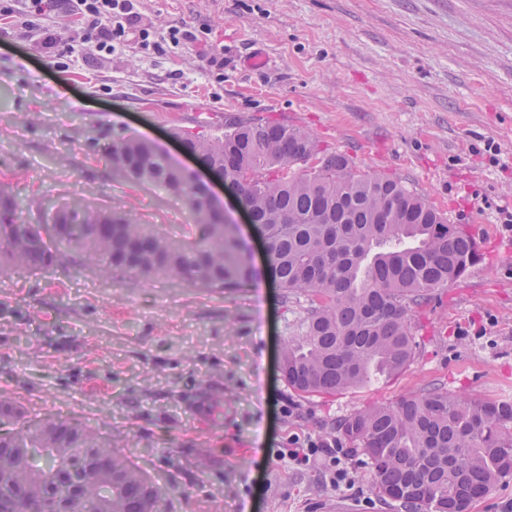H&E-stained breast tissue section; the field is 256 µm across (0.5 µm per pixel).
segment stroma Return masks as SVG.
<instances>
[{"label":"stroma","instance_id":"obj_1","mask_svg":"<svg viewBox=\"0 0 512 512\" xmlns=\"http://www.w3.org/2000/svg\"><path fill=\"white\" fill-rule=\"evenodd\" d=\"M153 28L210 31L224 78L196 51L129 45L46 67L37 34L0 20V188L23 201L81 197L147 224L189 223L183 198L117 178L103 155L132 133L177 155L174 129L262 118L309 130L361 171L399 179L475 241L479 259L412 313L400 375L333 395L294 391L279 369L304 298L134 275L106 279L73 254L0 272V392L32 420L96 432L158 483L160 512H391L362 455L352 489L320 466L271 458L296 436L335 438L374 404L438 383L512 397V0H138ZM256 268L264 244L215 186ZM294 406L283 417V404Z\"/></svg>","mask_w":512,"mask_h":512}]
</instances>
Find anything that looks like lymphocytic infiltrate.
Listing matches in <instances>:
<instances>
[{
	"label": "lymphocytic infiltrate",
	"mask_w": 512,
	"mask_h": 512,
	"mask_svg": "<svg viewBox=\"0 0 512 512\" xmlns=\"http://www.w3.org/2000/svg\"><path fill=\"white\" fill-rule=\"evenodd\" d=\"M68 16L77 18L78 30H70L65 24ZM2 17L17 22L21 30L37 33L43 54L57 60L109 55L130 40L159 55L202 42L199 34L177 26L155 34L143 22L135 0H0ZM271 456L299 468L323 463L336 489L353 484L350 451L336 440L294 439L289 447L272 449Z\"/></svg>",
	"instance_id": "f902f5d3"
}]
</instances>
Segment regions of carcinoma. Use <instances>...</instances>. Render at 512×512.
I'll return each instance as SVG.
<instances>
[{
	"instance_id": "cac0c4a2",
	"label": "carcinoma",
	"mask_w": 512,
	"mask_h": 512,
	"mask_svg": "<svg viewBox=\"0 0 512 512\" xmlns=\"http://www.w3.org/2000/svg\"><path fill=\"white\" fill-rule=\"evenodd\" d=\"M201 164L229 176L266 238L267 272L285 299L307 306L291 325L281 368L301 393H335L374 375L401 373L415 358L413 309L478 260L472 239L401 181L360 171L325 152L308 130L234 119L224 131H174ZM113 174L181 195L192 223L174 230L81 201L26 220L0 189V271L50 270L71 252L110 278L162 276L198 288L236 289L256 278L249 249L203 189L151 143L112 138ZM0 512H158L153 480L92 431L62 420L30 423L0 397ZM357 445L376 497L396 512H465L512 473V400L481 401L433 386L367 407L338 425ZM107 459L90 472L88 453Z\"/></svg>"
}]
</instances>
